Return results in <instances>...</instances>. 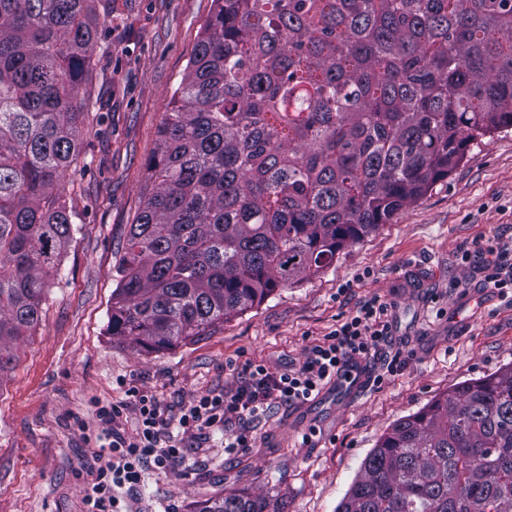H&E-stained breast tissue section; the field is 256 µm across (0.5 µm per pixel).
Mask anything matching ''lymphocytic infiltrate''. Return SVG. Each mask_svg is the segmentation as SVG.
<instances>
[{"label":"lymphocytic infiltrate","instance_id":"lymphocytic-infiltrate-1","mask_svg":"<svg viewBox=\"0 0 512 512\" xmlns=\"http://www.w3.org/2000/svg\"><path fill=\"white\" fill-rule=\"evenodd\" d=\"M391 339L388 304L376 297L337 323L298 370L246 364L244 377L233 391L194 397L182 407L176 422H167L155 398L140 395L134 404L135 432L128 436L112 427L121 413L118 406L98 407L100 426L93 440L100 463L85 467L83 512H122L119 490L140 488L147 465L164 469L180 457L175 432L217 430L224 434L225 447H251L252 436L242 428V421L257 417L274 402L294 406L312 401L332 378H345L349 368L378 358Z\"/></svg>","mask_w":512,"mask_h":512}]
</instances>
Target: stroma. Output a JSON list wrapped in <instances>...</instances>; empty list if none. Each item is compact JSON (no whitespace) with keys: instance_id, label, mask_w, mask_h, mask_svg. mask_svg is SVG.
Masks as SVG:
<instances>
[{"instance_id":"obj_1","label":"stroma","mask_w":512,"mask_h":512,"mask_svg":"<svg viewBox=\"0 0 512 512\" xmlns=\"http://www.w3.org/2000/svg\"><path fill=\"white\" fill-rule=\"evenodd\" d=\"M213 9V0H112L111 16L95 20L82 137L63 180L81 224L40 322L0 372V512H82L78 473L95 450L86 435L98 426L96 402L124 405L117 426L128 432L138 395L175 418L193 397L233 389L246 363L299 367L376 296L393 304L399 375L344 405L329 386L308 403L273 405L249 421L251 448L225 451L218 433L184 435L183 461L148 468L132 512H198L230 490L285 502L286 512H336L395 423L512 364V290L484 284L482 256L467 267L458 259L488 241L512 246V129L469 143L447 178L330 268L206 336L155 352L108 335L115 267L152 187L162 116Z\"/></svg>"}]
</instances>
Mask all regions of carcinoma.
Listing matches in <instances>:
<instances>
[{
    "mask_svg": "<svg viewBox=\"0 0 512 512\" xmlns=\"http://www.w3.org/2000/svg\"><path fill=\"white\" fill-rule=\"evenodd\" d=\"M164 113L108 331L205 335L336 262L512 128V0H214ZM112 0H0V371L72 243L61 184ZM512 365L394 424L337 512H512ZM198 512H285L230 491Z\"/></svg>",
    "mask_w": 512,
    "mask_h": 512,
    "instance_id": "obj_1",
    "label": "carcinoma"
}]
</instances>
